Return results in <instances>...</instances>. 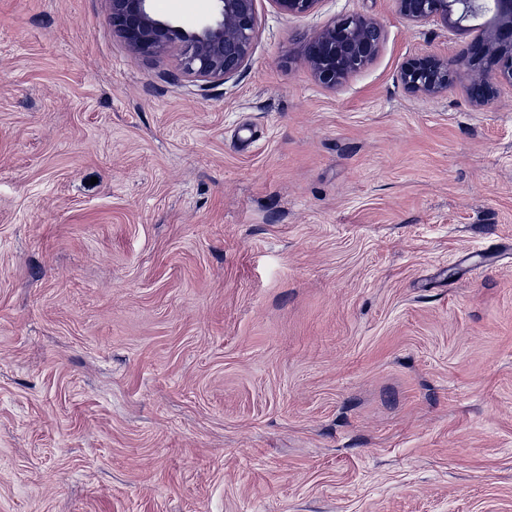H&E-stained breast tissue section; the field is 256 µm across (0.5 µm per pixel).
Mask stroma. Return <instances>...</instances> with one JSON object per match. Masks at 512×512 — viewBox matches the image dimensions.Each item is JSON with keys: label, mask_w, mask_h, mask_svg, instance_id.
<instances>
[{"label": "stroma", "mask_w": 512, "mask_h": 512, "mask_svg": "<svg viewBox=\"0 0 512 512\" xmlns=\"http://www.w3.org/2000/svg\"><path fill=\"white\" fill-rule=\"evenodd\" d=\"M255 13L208 82L0 0V512H512V85L408 93L475 33L394 0ZM382 39L383 29L375 19L348 14L311 34L304 58L316 80L333 88L367 66L377 55Z\"/></svg>", "instance_id": "stroma-1"}]
</instances>
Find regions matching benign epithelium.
<instances>
[{
  "mask_svg": "<svg viewBox=\"0 0 512 512\" xmlns=\"http://www.w3.org/2000/svg\"><path fill=\"white\" fill-rule=\"evenodd\" d=\"M112 26L135 54L178 52L182 71L201 80H223L249 59L255 35V0H213L214 11L187 30L177 20L157 15L151 0H106ZM283 15L305 16L321 0H271ZM398 13L419 24L430 20L465 29L462 22L493 13L481 36L456 62L437 54L406 60L400 80L412 94L427 98L448 91L466 71L464 90L471 106L482 108L500 83L512 85V0H394ZM383 29L373 18L353 13L311 34L304 58L316 80L330 88L367 66L377 55Z\"/></svg>",
  "mask_w": 512,
  "mask_h": 512,
  "instance_id": "7a95c632",
  "label": "benign epithelium"
}]
</instances>
